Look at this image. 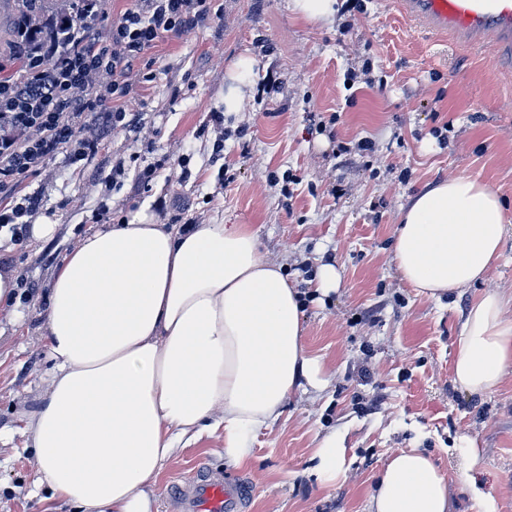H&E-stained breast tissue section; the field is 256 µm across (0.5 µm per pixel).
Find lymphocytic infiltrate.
Wrapping results in <instances>:
<instances>
[{"mask_svg":"<svg viewBox=\"0 0 512 512\" xmlns=\"http://www.w3.org/2000/svg\"><path fill=\"white\" fill-rule=\"evenodd\" d=\"M211 0H131L108 32L96 22L103 0H75L83 19L63 47L49 46L41 63L45 76L20 108L0 112V229L22 242L41 208L30 193L15 191L20 179L37 175L47 161L68 151L82 165L98 153L104 138H139L142 112L132 103L130 73L154 78L148 52L161 39L182 34L211 17ZM109 83L96 85L100 74Z\"/></svg>","mask_w":512,"mask_h":512,"instance_id":"f902f5d3","label":"lymphocytic infiltrate"}]
</instances>
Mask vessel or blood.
Masks as SVG:
<instances>
[{
	"mask_svg": "<svg viewBox=\"0 0 512 512\" xmlns=\"http://www.w3.org/2000/svg\"><path fill=\"white\" fill-rule=\"evenodd\" d=\"M401 13L423 17L439 32L463 31L475 40L494 39L512 45V0H397ZM251 481L223 472L199 470L175 484L176 512H246Z\"/></svg>",
	"mask_w": 512,
	"mask_h": 512,
	"instance_id": "1",
	"label": "vessel or blood"
}]
</instances>
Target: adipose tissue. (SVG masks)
Returning a JSON list of instances; mask_svg holds the SVG:
<instances>
[{
	"label": "adipose tissue",
	"instance_id": "obj_1",
	"mask_svg": "<svg viewBox=\"0 0 512 512\" xmlns=\"http://www.w3.org/2000/svg\"><path fill=\"white\" fill-rule=\"evenodd\" d=\"M512 224L498 190L454 177L402 208L393 247L401 279L439 301L484 281ZM512 292L473 297L461 322L454 382L482 395L512 368ZM303 302L245 224H114L80 240L52 283L45 331L48 389L24 414L36 490L72 512H154L159 477L180 448L224 434V459L244 465L251 440L295 391L331 376L304 341ZM324 488L343 476L335 437L316 448ZM484 456L459 453L461 485L479 512H498L476 485ZM366 512H455L432 457L401 449L380 471Z\"/></svg>",
	"mask_w": 512,
	"mask_h": 512
}]
</instances>
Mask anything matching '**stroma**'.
<instances>
[{
	"instance_id": "35a3bbf8",
	"label": "stroma",
	"mask_w": 512,
	"mask_h": 512,
	"mask_svg": "<svg viewBox=\"0 0 512 512\" xmlns=\"http://www.w3.org/2000/svg\"><path fill=\"white\" fill-rule=\"evenodd\" d=\"M288 2L223 0L222 15L160 40L151 51L154 80L136 86L146 114L139 140L111 138L81 168L57 156L20 181V190L41 197L38 221L54 231L19 246L0 233V256L35 285L32 297L0 312V512L46 508L31 492L34 462L21 417L48 386L53 277L99 219L142 215L156 224L192 217L258 230L264 256L309 294L305 343L331 375L322 395L289 396L279 421L253 439L248 465L225 463L217 435L182 449L160 479L157 512H171V485L201 465L253 480L247 512H364L375 475L405 448L429 452L457 512H476L456 471L469 440L484 451L479 482L494 491L498 512H512V369L482 396L453 382L470 299L512 289V235L485 281L440 303L403 282L392 260L399 210L431 182L460 175L487 182L512 220V57L439 41L391 0H361L326 24L297 19ZM243 55L256 61L254 90L228 112L224 78ZM272 71L280 88L266 94ZM214 112L223 113V128L211 121ZM364 140L370 152L358 151ZM116 156L127 178L114 190L103 181ZM149 164L157 168L152 190L134 191ZM287 173L296 181L280 188L276 180ZM164 197L172 205L162 215L155 202ZM324 264L340 274L326 296L315 291ZM329 436L346 450V472L324 490L310 468Z\"/></svg>"
}]
</instances>
